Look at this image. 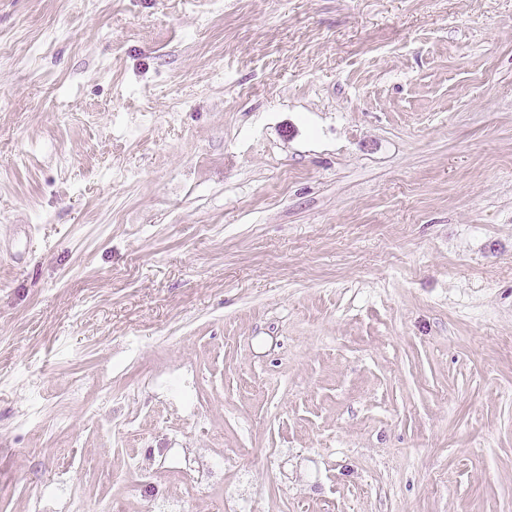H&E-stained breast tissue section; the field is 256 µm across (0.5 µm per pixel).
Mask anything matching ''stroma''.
<instances>
[{"label": "stroma", "instance_id": "35a3bbf8", "mask_svg": "<svg viewBox=\"0 0 512 512\" xmlns=\"http://www.w3.org/2000/svg\"><path fill=\"white\" fill-rule=\"evenodd\" d=\"M512 512V0H0V512Z\"/></svg>", "mask_w": 512, "mask_h": 512}]
</instances>
